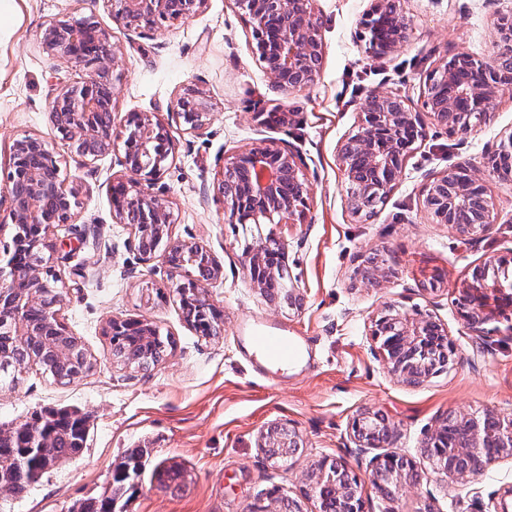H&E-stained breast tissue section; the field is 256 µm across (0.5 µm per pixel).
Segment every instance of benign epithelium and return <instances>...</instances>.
Returning a JSON list of instances; mask_svg holds the SVG:
<instances>
[{
	"label": "benign epithelium",
	"instance_id": "benign-epithelium-1",
	"mask_svg": "<svg viewBox=\"0 0 512 512\" xmlns=\"http://www.w3.org/2000/svg\"><path fill=\"white\" fill-rule=\"evenodd\" d=\"M115 21L139 35L149 36L167 20H187L205 0H104ZM254 32L253 51L272 87L288 92L311 86L320 73L324 55L322 21L314 0H233ZM369 50L378 57L391 54L407 39L408 25L400 0H372L361 21ZM496 54L489 62L467 51L444 55L428 73L423 107L433 124L451 135H466L490 113L497 98L512 89V8L498 14L494 26ZM46 52L72 68L85 72L74 84L55 90L48 111L54 130L83 161H92L121 146L126 173L112 181L115 223L131 225L143 262L160 261L178 294L186 323L196 332L195 311H205L214 322L222 311L206 297L205 288L223 275V266L204 246L171 237V201L152 191L155 181L174 157L175 144L169 123L149 112H130L124 130H113L112 101L121 74L117 73L118 48L111 33L95 17L49 21L43 32ZM171 114L189 133L206 129L217 116L214 104L194 85L175 96ZM356 130L337 148L343 172L346 200L360 222L371 219L369 198L386 201L400 182L407 156L426 136V124L407 99L375 90L358 107ZM512 158V132L487 151L484 169L461 163L427 182L421 207L433 223L447 224L461 237L477 240L495 223L485 193V173L500 178L512 171L493 168V162ZM299 152L273 138L262 139L224 162L218 190L224 198L225 223L247 228L263 224H303L310 212L312 183L303 172ZM59 164L46 142L26 135L13 143L6 192L10 205L0 215V236L14 230L11 243L0 247V320L9 317L10 336H60L62 297L49 306L50 317L40 328L26 318L30 290L56 288L59 279L44 251L50 248L48 232L76 218L78 191L59 179ZM288 251L274 235L258 233L243 252V267L253 286L270 303L301 308L303 297L294 285L275 291L278 278L289 276ZM512 252L485 263L473 280L459 289L458 310L478 336L484 325L512 309L509 267ZM392 275L386 264L363 273L361 285L378 287ZM149 329L137 319L113 318L108 336L125 329ZM370 335L379 342L378 356L387 372L406 386H420L439 365L455 364L458 353L448 329L432 313L418 306L387 305L371 320ZM465 426L472 438L468 445H441L448 428ZM395 427L377 411L363 409L349 422L351 454L360 457L371 448L388 445ZM267 460L270 449L285 448L293 455L303 447L299 433L281 422L269 424L258 440ZM423 453L434 472L473 480L489 465L512 459V417L488 412L479 417L450 414L438 419L422 442ZM371 486L392 496L421 480L413 460L402 453L386 452L371 459ZM304 494L321 495L331 503L329 512H365L363 487L358 475L341 457L316 460L305 475ZM270 503L251 507V512H300L298 502L280 501L276 491L267 493Z\"/></svg>",
	"mask_w": 512,
	"mask_h": 512
}]
</instances>
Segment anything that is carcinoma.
Wrapping results in <instances>:
<instances>
[{"label":"carcinoma","mask_w":512,"mask_h":512,"mask_svg":"<svg viewBox=\"0 0 512 512\" xmlns=\"http://www.w3.org/2000/svg\"><path fill=\"white\" fill-rule=\"evenodd\" d=\"M7 342L0 350V384H12L24 365L30 361L39 364L54 381L67 384L92 368L90 359L83 352L75 337H58L62 355H43L38 348L39 337L29 336L22 344L15 337L0 335ZM112 355L121 364L133 369H145L158 363L170 345L169 337L112 336ZM90 433L88 421L77 411L51 410L36 415L31 420L8 428H0V487L14 495H21L37 484L44 474L57 463L70 459L86 447ZM146 470L143 452L135 450L113 476L118 487L113 494L99 501H90L81 512H116L120 491L127 484L140 479ZM182 477L176 466L154 465L152 478L161 486Z\"/></svg>","instance_id":"carcinoma-1"}]
</instances>
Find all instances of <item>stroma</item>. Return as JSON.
Returning <instances> with one entry per match:
<instances>
[{"instance_id":"stroma-1","label":"stroma","mask_w":512,"mask_h":512,"mask_svg":"<svg viewBox=\"0 0 512 512\" xmlns=\"http://www.w3.org/2000/svg\"><path fill=\"white\" fill-rule=\"evenodd\" d=\"M370 5L316 0L322 70L312 87L284 94L271 87L253 53L252 28L233 0H206L194 17L163 23L151 37L116 23L106 0H0L7 16L0 28V186L14 141L28 134L41 135L60 156L64 179H77L76 221L50 232V255L64 285L60 318L94 364L65 385L33 366L22 370L17 385L0 387V427L60 408L85 414L91 427L82 453L57 463L24 494H0V512H80L109 495L113 470L133 448L144 449L153 464L180 463L185 478L161 489L142 475L119 500L123 512H248L273 489L298 500L302 512H317L301 488L312 462L326 455L345 457L360 476L366 512H506L512 505V459L465 483L432 472L420 449L430 426L448 414L512 415V320L497 318L489 334L477 336L455 304L458 287L476 267L512 251V179L488 176L496 222L474 243L431 223L420 209L431 178L462 162L482 166L487 149L512 132V94L498 98L467 137L429 127L401 183L369 223H357L348 210L337 161V145L354 131L369 91L416 103L446 53L463 49L490 59L493 20L512 0H401L408 38L381 59L360 36ZM90 15L120 49L114 128L130 112L166 117L187 85L201 89L222 114L198 134L171 124L175 156L154 184L172 202V237L200 242L224 267L222 279L207 288L223 312L218 335L190 329L164 270L143 263L133 229L115 222L109 188L124 173L121 152L85 165L55 136L47 99L82 74L46 53L44 25ZM257 109L287 113L288 121L258 125L250 116ZM266 138L297 148L314 189L307 223L272 227L288 243V268L305 297L298 310H273L251 286L241 264L251 237L226 223L217 192L225 160ZM372 248L390 256L394 273L383 286L365 288L355 271ZM387 304H415L436 315L458 349L455 365L417 388L389 377L369 334L372 317ZM115 317L151 322L170 337L169 354L147 372L114 364L104 328ZM269 324L313 340L307 363L276 381L256 374L238 343L251 328ZM364 408L388 416L397 430L392 450L411 456L422 472L409 492L390 499L375 493L369 457L348 455L349 421ZM275 420L290 423L305 441L302 453L280 465L258 446L260 432Z\"/></svg>"}]
</instances>
